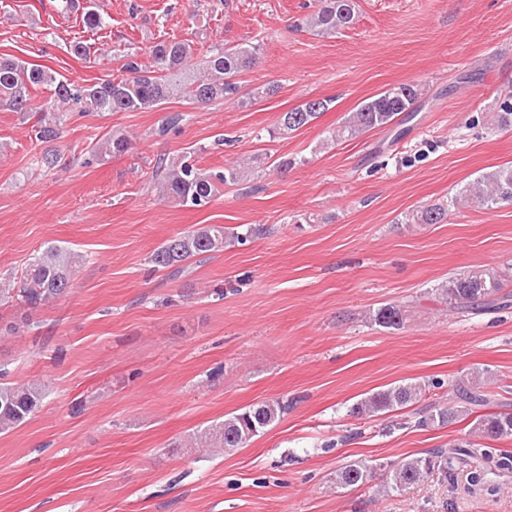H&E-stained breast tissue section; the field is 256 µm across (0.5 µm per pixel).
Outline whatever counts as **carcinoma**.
<instances>
[{
    "mask_svg": "<svg viewBox=\"0 0 512 512\" xmlns=\"http://www.w3.org/2000/svg\"><path fill=\"white\" fill-rule=\"evenodd\" d=\"M355 0H318V5L304 24L316 35H333L349 27L355 20ZM260 47L257 45L226 46L218 43L209 54L188 67L194 47L187 41L162 39L150 47V56L157 69L142 63L136 52L126 54L121 74L93 84H79L52 73L35 64L16 58L0 57V104L16 112L36 111L33 125L35 140L43 145L39 159L48 168L55 167L60 155L49 146L57 140L67 113L137 112L154 108L172 98L189 99L200 104H213L236 98L240 90L239 77L256 63ZM45 86L50 96L38 107L31 105L30 90ZM419 97L417 85L403 84L385 90L364 101L350 114L343 132L355 137L363 132L392 126L401 113L410 111ZM328 102L316 100L302 108L286 112L278 128L269 135H287L319 117ZM128 140L122 135L109 134L93 147L95 155L103 158L126 152ZM188 151L177 158L166 155L153 164V186L165 199L182 206L200 207L210 202L218 186L238 185L254 176V169L229 166L224 169H203ZM462 198L483 207L512 203V166L484 174L463 192ZM448 216L447 208L434 204L422 208L413 220L418 224H439ZM243 241V234L222 224H207L180 232L152 252L148 262L159 270L175 273L186 267L194 257L208 256L224 251L232 242ZM84 256L58 245H49L38 251L17 278L18 287H0V303L13 302L22 307L37 309L45 303L62 297L70 290L73 276ZM503 282L499 272L486 268L465 278H453L436 289L451 309H479L490 304L509 306V296L501 294ZM405 311L401 306L388 304L373 314L376 324L385 328L403 325ZM7 371L0 368V433L12 431L25 424L39 409L43 390L38 383L16 384L6 380ZM472 387L459 389L461 402L476 406L484 402L483 381L476 375L468 379ZM425 387L419 383H404L371 393L352 407L356 416L375 415L413 403L423 396ZM288 410L286 402H262L239 413L224 416V421L208 428L200 435L204 445L233 451L242 448L253 437L264 432ZM460 415V410L441 409L419 421L448 423ZM472 433L493 438L512 437V412H498L479 416L474 420ZM475 462L472 482H481L484 469L512 468V460L503 457L497 461L471 442L458 444L448 451L427 456L411 457L394 468L384 485L387 492L403 491L427 479L433 472L449 474L462 464ZM367 480V467L354 462L336 473V483L359 486Z\"/></svg>",
    "mask_w": 512,
    "mask_h": 512,
    "instance_id": "obj_1",
    "label": "carcinoma"
}]
</instances>
